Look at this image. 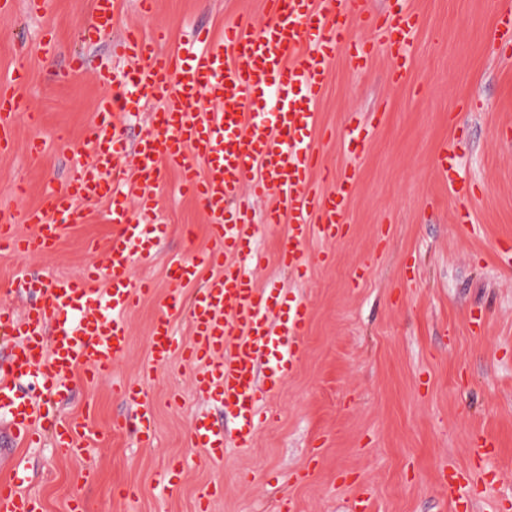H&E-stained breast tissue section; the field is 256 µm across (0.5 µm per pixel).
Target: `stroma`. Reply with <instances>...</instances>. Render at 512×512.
<instances>
[{"mask_svg":"<svg viewBox=\"0 0 512 512\" xmlns=\"http://www.w3.org/2000/svg\"><path fill=\"white\" fill-rule=\"evenodd\" d=\"M421 25L410 48L412 65L396 73L377 44L379 30L363 13L382 18L395 0H353L349 37L375 44L364 69L337 56L314 110L320 164L336 175L356 169L347 233L310 239L301 273L283 270L277 254L286 227L262 228L266 256L249 273L258 286L288 289L310 310L303 356L285 385L264 402L274 421L261 423L247 448L210 457L189 425L199 414L222 419L196 394L179 358L150 361L149 333L165 299L189 300L195 284L174 286L169 265L213 245L209 218L181 195L179 176L143 186L156 203L166 240L150 263L134 261L131 281L152 292L125 316L129 348L111 375H77L66 399L52 403L56 420L85 422L86 456H60L51 445L23 451L24 488L43 512H196L202 487L216 488L210 512H512V268L499 262L512 242V39L495 36L497 15L512 0H408ZM255 28L268 20L264 0H156L151 14L123 0L112 27L96 31L93 0H50L30 16L25 4L0 12V76L24 73L29 111L15 116L9 154L0 156V211L22 217L44 205L46 191L65 185L84 163L83 133L100 100L121 81L117 58L126 27L164 32L173 50L200 31L218 33L233 17ZM54 46L44 51L41 38ZM82 55L86 66L72 72ZM368 122L369 140L356 153L346 138L352 118ZM66 131L67 143L55 140ZM46 141L32 155L33 139ZM457 146V169L470 198L461 202L436 173L441 146ZM111 200L85 203L54 250L18 255L0 251V303L23 310L30 296L15 286L48 285L78 277L91 264L106 267L112 234ZM192 238H185V231ZM140 382L155 406V437L138 446L113 428L130 406L114 383ZM496 453L476 460L478 437ZM180 460L179 484L160 474ZM137 499L118 500L123 487Z\"/></svg>","mask_w":512,"mask_h":512,"instance_id":"1","label":"stroma"}]
</instances>
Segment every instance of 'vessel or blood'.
Returning a JSON list of instances; mask_svg holds the SVG:
<instances>
[{"instance_id":"obj_1","label":"vessel or blood","mask_w":512,"mask_h":512,"mask_svg":"<svg viewBox=\"0 0 512 512\" xmlns=\"http://www.w3.org/2000/svg\"><path fill=\"white\" fill-rule=\"evenodd\" d=\"M270 20L255 29L244 18L227 26L221 37H194L175 51H158L156 40L127 32L123 57L128 70L113 94L98 107L100 120L85 130L89 159L72 174L66 187L49 191L43 207L25 212L34 231L15 236L0 226V250L43 252L53 249L80 213L77 202L112 200V237L107 244L108 285L98 288L97 269L82 277L61 276L35 291L23 312L0 307V334L11 349L0 361V417L14 443L40 441L46 427L43 394L64 395L77 371L95 378L111 372L127 348L126 310L148 293V283L131 282L133 261L157 256L164 229L139 223L152 214L145 200L140 214L129 212L126 198L140 184L164 181L177 171L183 189L210 218L213 245L205 252L170 265V278L194 281L204 268L215 276L198 288L190 302L170 297L150 337L155 364L181 355L195 370L194 385L206 400L219 403L235 423L233 436L207 417L189 428L192 440L213 455L226 445L249 447L260 424L265 398L277 392L302 357L309 309L281 288H260L242 268L241 257L261 264L252 250L256 227L251 207L242 204L243 186L254 196L271 198L267 226L286 225L288 244L279 255L283 268L301 271L307 264L304 245L311 237L333 240L347 226V200L354 175L335 179L324 171L331 190L313 183L317 149L311 140L313 107L338 52L350 51L364 64L373 46L347 43L345 0H267ZM419 17L407 5L388 14L378 29L390 41L397 70L410 62L409 49ZM22 72H12L0 87V147L11 142L13 118L22 106L18 88ZM156 102L150 128L135 150L137 167H124L127 131L113 115ZM188 312L190 341H181L175 319ZM123 394L133 409L138 444L154 437V406L139 384H125ZM52 435L59 453L79 457L84 424L56 422ZM24 470L0 479V512H40L41 504L22 491Z\"/></svg>"}]
</instances>
